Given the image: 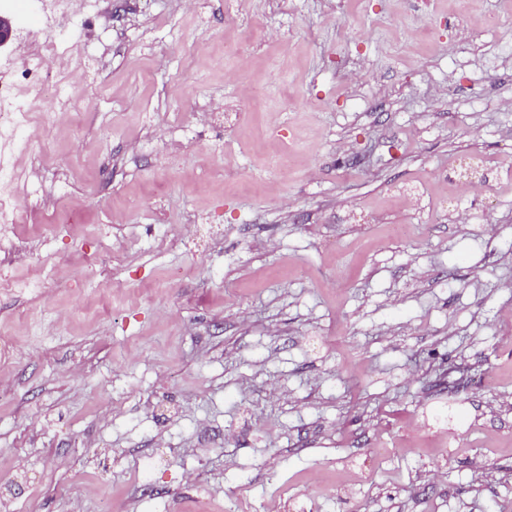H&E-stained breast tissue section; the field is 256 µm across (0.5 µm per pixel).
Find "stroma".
<instances>
[{"label":"stroma","instance_id":"stroma-1","mask_svg":"<svg viewBox=\"0 0 512 512\" xmlns=\"http://www.w3.org/2000/svg\"><path fill=\"white\" fill-rule=\"evenodd\" d=\"M224 3L39 23L96 107L20 187L8 512H512V188L445 176L512 164V0Z\"/></svg>","mask_w":512,"mask_h":512}]
</instances>
